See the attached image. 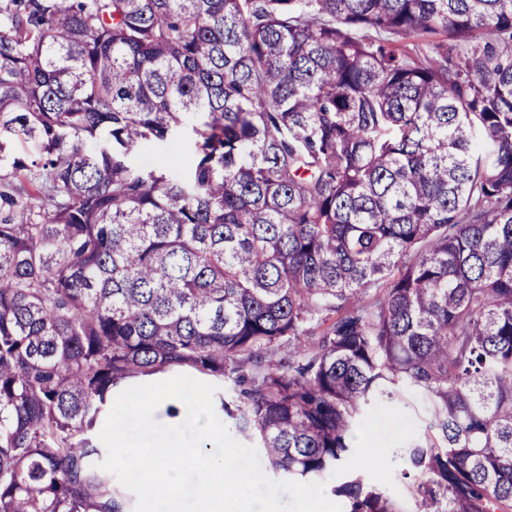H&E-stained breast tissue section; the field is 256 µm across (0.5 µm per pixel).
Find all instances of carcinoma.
Wrapping results in <instances>:
<instances>
[{
    "label": "carcinoma",
    "instance_id": "obj_1",
    "mask_svg": "<svg viewBox=\"0 0 512 512\" xmlns=\"http://www.w3.org/2000/svg\"><path fill=\"white\" fill-rule=\"evenodd\" d=\"M3 162L0 512H127L96 430L172 369L299 480L418 390L424 510L512 512V0H0ZM194 141L187 131L160 142L150 149H136L129 153L127 161L135 168H152L162 164L165 160L172 161L174 167L179 169L187 165L192 157Z\"/></svg>",
    "mask_w": 512,
    "mask_h": 512
}]
</instances>
